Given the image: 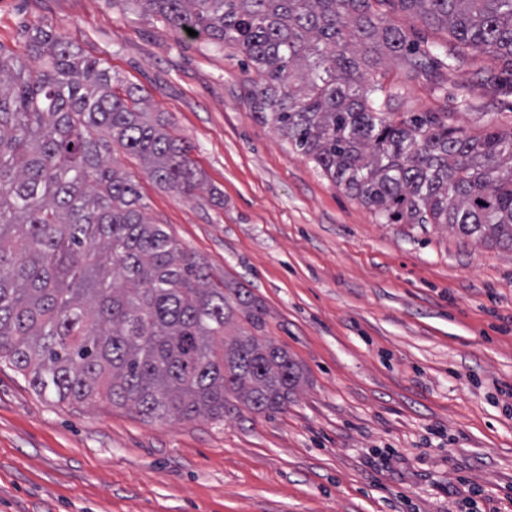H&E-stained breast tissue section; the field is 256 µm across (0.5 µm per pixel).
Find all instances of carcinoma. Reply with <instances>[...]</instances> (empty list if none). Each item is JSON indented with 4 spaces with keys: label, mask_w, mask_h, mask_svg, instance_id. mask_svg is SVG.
Listing matches in <instances>:
<instances>
[{
    "label": "carcinoma",
    "mask_w": 512,
    "mask_h": 512,
    "mask_svg": "<svg viewBox=\"0 0 512 512\" xmlns=\"http://www.w3.org/2000/svg\"><path fill=\"white\" fill-rule=\"evenodd\" d=\"M178 31L237 50L259 81L255 117L387 224H446L512 251V131L470 133L446 112H390L378 79L439 74L379 8L512 62V0H128ZM136 156L177 193L203 177L161 112L82 47L36 23L23 51L0 42V361L40 396L105 399L159 420L281 410L303 377L257 332L264 308L152 221ZM242 317L251 327L225 330Z\"/></svg>",
    "instance_id": "1"
}]
</instances>
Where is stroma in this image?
Listing matches in <instances>:
<instances>
[{
    "label": "stroma",
    "mask_w": 512,
    "mask_h": 512,
    "mask_svg": "<svg viewBox=\"0 0 512 512\" xmlns=\"http://www.w3.org/2000/svg\"><path fill=\"white\" fill-rule=\"evenodd\" d=\"M51 25L138 87L204 188L160 187L115 151L147 214L240 282L301 366L280 411L152 420L39 396L0 363V512H512V252L442 224H380L256 120L244 55L125 0H0V42ZM440 80L389 66L392 110L512 129V63L468 53ZM500 78L481 88L485 72Z\"/></svg>",
    "instance_id": "obj_1"
}]
</instances>
